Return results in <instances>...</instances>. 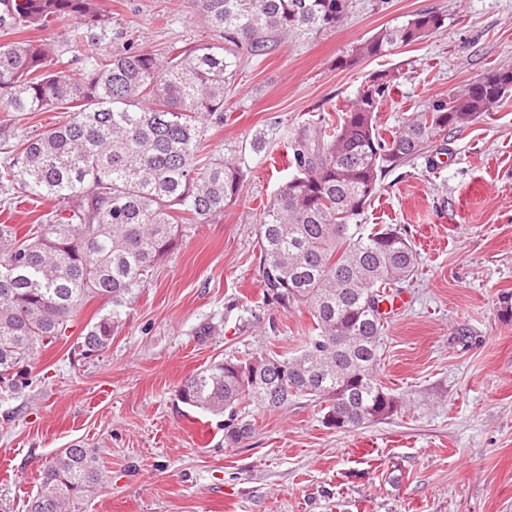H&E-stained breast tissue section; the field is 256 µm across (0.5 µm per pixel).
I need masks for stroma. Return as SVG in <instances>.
I'll list each match as a JSON object with an SVG mask.
<instances>
[{"label":"stroma","instance_id":"35a3bbf8","mask_svg":"<svg viewBox=\"0 0 512 512\" xmlns=\"http://www.w3.org/2000/svg\"><path fill=\"white\" fill-rule=\"evenodd\" d=\"M104 4L116 53L131 41L161 55L212 37L195 0ZM420 11L443 15V27L339 67L356 43ZM510 61L512 0H353L342 26L244 58L208 143L219 152L265 135L263 151L247 148L239 200L160 261L104 354L75 348L93 301L34 355L26 386L0 394V512H26L43 467L73 441L95 449L106 474L84 512H512V92L387 172L362 216L369 228L397 226L419 254L380 348L378 379L404 408L340 431L299 398L254 410V432L231 442L224 418L178 396L186 377L224 357L269 345L291 355L305 339V307L268 301L259 273L258 225L291 174L289 136L336 120L373 73L399 74L379 112L388 131L423 99ZM67 117H18L0 162L17 138Z\"/></svg>","mask_w":512,"mask_h":512}]
</instances>
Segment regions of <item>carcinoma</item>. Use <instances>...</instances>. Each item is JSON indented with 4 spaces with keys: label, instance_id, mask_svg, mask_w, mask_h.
<instances>
[{
    "label": "carcinoma",
    "instance_id": "1",
    "mask_svg": "<svg viewBox=\"0 0 512 512\" xmlns=\"http://www.w3.org/2000/svg\"><path fill=\"white\" fill-rule=\"evenodd\" d=\"M16 24L43 28L75 21L74 41L90 48L77 71L62 50L22 39L0 44V112L72 110L67 122L21 141L0 164V195L23 191L55 203L20 231L0 224V393L19 390L32 356L66 335L86 302L102 307L78 337L86 357L112 344L155 264L198 224L236 203L247 171L237 150L205 151L224 127V89L241 55L261 57L284 37L340 26L352 0H199L213 38L172 48L160 59L130 42L111 49L112 17L102 0H8ZM418 12L354 45L338 65L382 57L440 29ZM398 75H372L331 128H304L288 140L294 169L258 227L264 297L309 312L308 336L293 356L271 348L228 357L192 374L179 396L213 415L228 413L237 441L254 431L249 407L280 409L295 398L320 404L323 423L352 407L361 427L397 411L378 382L382 294L413 278L417 254L400 229L368 234L360 217L382 176L427 152L450 128H464L512 90V64L428 99L390 137L378 109ZM353 340L336 346V337ZM105 472L82 442L45 466L27 512H82Z\"/></svg>",
    "mask_w": 512,
    "mask_h": 512
}]
</instances>
